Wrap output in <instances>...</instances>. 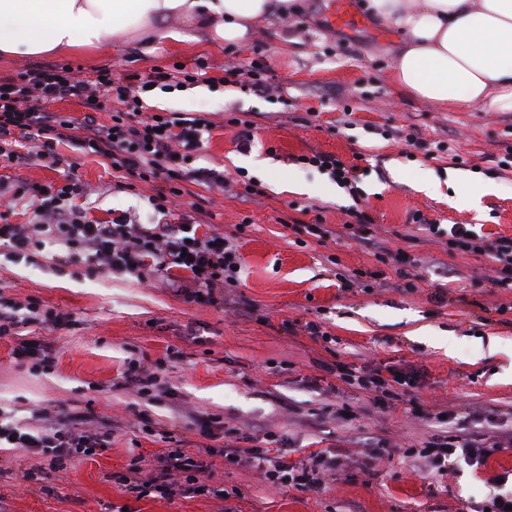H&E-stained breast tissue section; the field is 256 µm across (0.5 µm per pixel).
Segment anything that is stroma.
<instances>
[{
    "label": "stroma",
    "instance_id": "1",
    "mask_svg": "<svg viewBox=\"0 0 512 512\" xmlns=\"http://www.w3.org/2000/svg\"><path fill=\"white\" fill-rule=\"evenodd\" d=\"M299 24L255 25L242 45H174L158 38L129 43L111 58L74 54L0 59V76L50 64L72 68L90 83L102 68L150 74L160 67L194 71L205 62L209 79L166 95V112L189 113L211 123L198 165L239 177L240 161L265 162L250 175L266 188L252 199L229 189L191 186L168 212L154 211L148 185L59 144L60 163L29 157L20 138V161L0 159V181L60 188L77 178L91 220L127 218L138 224L176 223L194 216L206 232L234 238L242 258L240 282L223 308L185 302L193 283L185 272L140 283L90 274L81 267L49 266L52 243L31 249L30 260L0 256V304L71 313L73 323L25 326L22 337L0 339V415L20 423L68 402L74 413L114 424L112 445L101 455L52 462L34 448L0 451V512H222L221 500L183 495L168 500L127 494L113 476L139 460L141 477L158 478L165 444L147 422L173 423V406L237 428L248 447L281 439L285 461L322 450L336 463L326 492L285 489L265 481L248 461L230 464L204 456L212 484L224 486L237 512H487L494 495L512 492V446L470 465L455 454L444 474H419L404 451L461 428L512 436V288L492 283V262L449 251L454 224L482 235L512 237V171L499 161L512 152V112L421 103L395 86L389 67L398 50L391 26L366 14L360 25L330 23L331 0H298ZM267 65V92L224 87L229 61ZM254 123V140L240 149L229 120ZM414 134L419 147L407 146ZM444 143L437 151L436 143ZM315 152L357 165L361 207L374 220L370 242L302 237L303 224L339 230L350 223L352 200L329 176L299 163ZM442 189L423 191L428 180ZM483 182L477 205L453 188ZM421 213L439 234L409 221ZM403 249L414 261L415 291L398 289L395 272L385 282L342 286L354 269L379 270L377 245ZM320 324L327 339L310 336ZM428 327L417 341L410 329ZM451 337L452 349L441 346ZM38 339L55 359L46 368L15 360L19 339ZM496 349H489V342ZM155 367L165 388L159 400L126 385L127 362ZM370 374L383 366L416 374L409 396L453 411L450 424L381 409L369 392L349 386L328 368L336 363Z\"/></svg>",
    "mask_w": 512,
    "mask_h": 512
}]
</instances>
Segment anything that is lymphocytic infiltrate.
Here are the masks:
<instances>
[{"label": "lymphocytic infiltrate", "mask_w": 512, "mask_h": 512, "mask_svg": "<svg viewBox=\"0 0 512 512\" xmlns=\"http://www.w3.org/2000/svg\"><path fill=\"white\" fill-rule=\"evenodd\" d=\"M182 85L178 68L119 77L104 69L99 79L85 83L74 79L69 67L49 65L0 79V158L17 160L14 147L20 133L38 141L40 156L51 161L58 158L57 145L67 142L83 155L104 158L113 171L154 185L155 193L149 201L156 209H163L169 198L182 196L186 183L208 186L224 180L223 173L196 164L194 153L209 131L205 119L175 114L157 118L143 110L146 90H172ZM67 96L83 99L87 108L83 119L48 110V103ZM107 102L113 103L114 109L109 121L102 122L96 113ZM84 193V184L75 179L46 192L23 181L0 184V200H7L9 205H17L28 196L35 200L28 223L0 225V246L8 247L11 256L22 260L28 256L33 237L40 235L59 246L60 252L54 257L57 265H84L99 273L119 274L140 282L159 272L181 269L190 273L195 284L186 302L223 306L224 283L240 270L223 234L199 233L194 224L186 228L168 223H96L77 203ZM448 248L487 256L495 265L494 284L512 286V237L491 239L455 224L448 231ZM335 371L345 383L373 392L375 402L383 407L401 401L402 387L416 382L414 374L401 375L394 369L386 375H367L339 363ZM54 413V419L34 431L0 423V442L11 440L16 447L36 448L60 459L96 456L106 448V432L78 427L76 416L65 405H57ZM159 436L167 444L161 456L163 480H142L139 468L130 466L116 477L127 493L138 498L154 493L169 499L181 482L188 492L224 498V489L201 481L205 467L185 452L187 436L166 428L160 429ZM222 454L231 462L248 456L272 484L315 493L325 490L331 469L320 450L298 463L285 462L267 448L227 446Z\"/></svg>", "instance_id": "obj_1"}]
</instances>
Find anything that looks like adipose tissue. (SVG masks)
<instances>
[{"label": "adipose tissue", "mask_w": 512, "mask_h": 512, "mask_svg": "<svg viewBox=\"0 0 512 512\" xmlns=\"http://www.w3.org/2000/svg\"><path fill=\"white\" fill-rule=\"evenodd\" d=\"M294 0H0V56L110 57L115 45L241 43ZM400 41L390 78L434 105L512 112V0H367Z\"/></svg>", "instance_id": "ef3b65f1"}]
</instances>
